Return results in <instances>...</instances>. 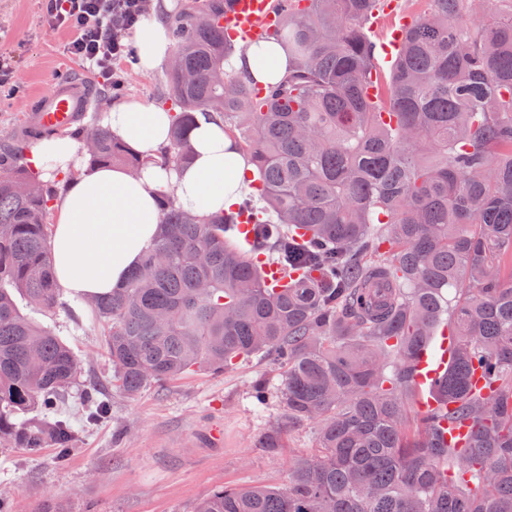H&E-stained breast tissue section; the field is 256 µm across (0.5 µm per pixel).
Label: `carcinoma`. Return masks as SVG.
<instances>
[{"label": "carcinoma", "instance_id": "carcinoma-1", "mask_svg": "<svg viewBox=\"0 0 512 512\" xmlns=\"http://www.w3.org/2000/svg\"><path fill=\"white\" fill-rule=\"evenodd\" d=\"M230 2L187 3L170 21L162 160L188 162L203 112L249 156L256 193L200 216L161 191V233L123 287L64 307L102 324L129 398L261 355L280 384L258 380L252 398L262 409L276 396L281 415L259 447L313 425L288 484H229L193 512H512V12L492 6L476 26L475 0H431L385 70L370 36L382 0H275L289 71L267 85L232 67L243 47L219 23ZM76 138L93 164L144 165L97 123ZM23 154L0 144V440L34 453L50 441L63 464L72 428L54 400L77 360L13 295L45 314L61 305L56 190ZM266 264L282 273L270 285ZM444 315L455 342L441 405L412 429L414 361ZM35 405L39 425L21 417ZM444 419L469 427L468 442L444 443Z\"/></svg>", "mask_w": 512, "mask_h": 512}]
</instances>
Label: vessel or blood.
<instances>
[{
    "mask_svg": "<svg viewBox=\"0 0 512 512\" xmlns=\"http://www.w3.org/2000/svg\"><path fill=\"white\" fill-rule=\"evenodd\" d=\"M280 22L273 0H233L221 25L232 39L244 42L273 32ZM91 82L89 78L71 77L53 83L45 94L29 105L19 120L18 135H31L33 130H66L81 123L89 109ZM453 343L450 334L440 336L437 343L422 348L416 358V380L434 382L447 364Z\"/></svg>",
    "mask_w": 512,
    "mask_h": 512,
    "instance_id": "vessel-or-blood-1",
    "label": "vessel or blood"
}]
</instances>
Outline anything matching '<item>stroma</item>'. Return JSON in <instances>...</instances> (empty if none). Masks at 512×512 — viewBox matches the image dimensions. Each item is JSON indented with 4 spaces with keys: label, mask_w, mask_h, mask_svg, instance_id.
I'll use <instances>...</instances> for the list:
<instances>
[{
    "label": "stroma",
    "mask_w": 512,
    "mask_h": 512,
    "mask_svg": "<svg viewBox=\"0 0 512 512\" xmlns=\"http://www.w3.org/2000/svg\"><path fill=\"white\" fill-rule=\"evenodd\" d=\"M46 8L47 0H0V46L15 56L13 82L0 90V142L13 139L21 113L56 78L88 72L64 56L68 32L44 27ZM137 56V44H130L116 64L119 87L95 83L105 98L89 119L129 99L162 106L163 73L140 71ZM42 321L78 360L77 381L58 402L74 442L62 466L54 448L31 455L0 444V494L10 496L12 512H193L224 483L286 484L293 458L314 444L304 423L287 431L283 447H259L280 417L273 402L256 413L249 396L255 380L271 375L266 361L254 358L220 376L191 373L130 399L112 384V361L91 314L79 330L61 308ZM94 389L110 406L106 419L90 420L84 409L83 398Z\"/></svg>",
    "instance_id": "35a3bbf8"
}]
</instances>
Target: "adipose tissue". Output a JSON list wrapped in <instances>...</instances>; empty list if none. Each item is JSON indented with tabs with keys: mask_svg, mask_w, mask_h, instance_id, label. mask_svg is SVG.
Returning <instances> with one entry per match:
<instances>
[{
	"mask_svg": "<svg viewBox=\"0 0 512 512\" xmlns=\"http://www.w3.org/2000/svg\"><path fill=\"white\" fill-rule=\"evenodd\" d=\"M142 72L158 69L171 48L157 14L135 29ZM232 64L262 83L279 82L288 54L273 42L248 46ZM103 124L148 160L138 175L118 166H90L75 138L53 136L32 148L28 161L41 180H62L50 239L55 282L64 296H95L122 287L129 271L160 232L158 193L173 189L178 202L201 214L238 204L253 167L221 125L198 118L190 132L191 163L172 171L157 165L170 144L171 117L164 109L132 100L112 106Z\"/></svg>",
	"mask_w": 512,
	"mask_h": 512,
	"instance_id": "ef3b65f1",
	"label": "adipose tissue"
}]
</instances>
